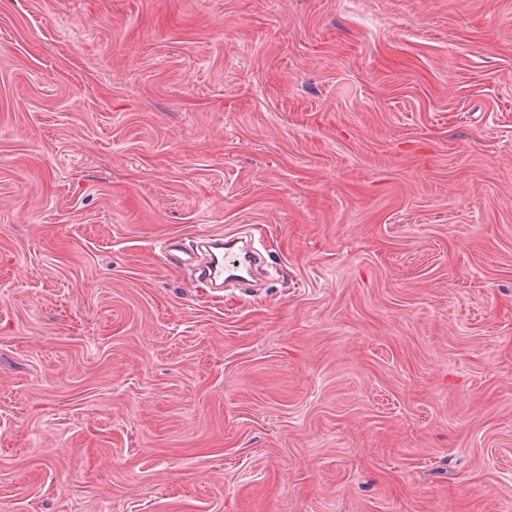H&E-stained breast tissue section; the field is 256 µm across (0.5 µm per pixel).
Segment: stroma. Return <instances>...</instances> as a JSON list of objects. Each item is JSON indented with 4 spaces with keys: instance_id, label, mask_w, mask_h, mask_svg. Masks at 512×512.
I'll list each match as a JSON object with an SVG mask.
<instances>
[{
    "instance_id": "obj_1",
    "label": "stroma",
    "mask_w": 512,
    "mask_h": 512,
    "mask_svg": "<svg viewBox=\"0 0 512 512\" xmlns=\"http://www.w3.org/2000/svg\"><path fill=\"white\" fill-rule=\"evenodd\" d=\"M0 512H512V0H0ZM200 248L205 255L202 265L198 260ZM162 249L173 268L199 270L198 279L216 291H222L224 284L245 280L251 265L260 260L259 253L252 251L251 239L239 234L207 236L199 241L195 250L184 249L176 239H168ZM174 251L181 255H174Z\"/></svg>"
}]
</instances>
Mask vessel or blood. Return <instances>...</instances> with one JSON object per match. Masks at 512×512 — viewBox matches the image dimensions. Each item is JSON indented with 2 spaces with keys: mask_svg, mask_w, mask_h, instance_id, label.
<instances>
[{
  "mask_svg": "<svg viewBox=\"0 0 512 512\" xmlns=\"http://www.w3.org/2000/svg\"><path fill=\"white\" fill-rule=\"evenodd\" d=\"M162 249L173 268L198 270L199 280L207 287L222 290L224 285L244 280L259 259L248 237L214 234L199 241L197 249H181L177 240H166Z\"/></svg>",
  "mask_w": 512,
  "mask_h": 512,
  "instance_id": "1",
  "label": "vessel or blood"
}]
</instances>
